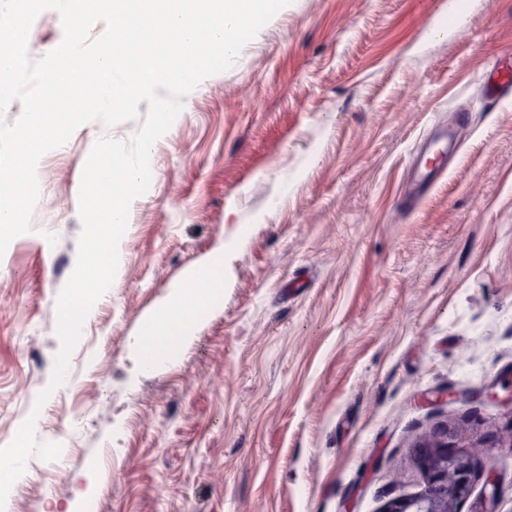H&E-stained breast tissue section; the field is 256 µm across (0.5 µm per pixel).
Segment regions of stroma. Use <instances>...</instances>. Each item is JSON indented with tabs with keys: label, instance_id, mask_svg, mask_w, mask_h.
I'll return each mask as SVG.
<instances>
[{
	"label": "stroma",
	"instance_id": "obj_1",
	"mask_svg": "<svg viewBox=\"0 0 512 512\" xmlns=\"http://www.w3.org/2000/svg\"><path fill=\"white\" fill-rule=\"evenodd\" d=\"M59 14L29 33L37 60ZM512 0H292L234 64L186 95L150 152L109 291L46 403L57 299L77 260L92 121L45 153L31 230L0 256V439L35 417L60 459L30 457L11 512H383L424 491L415 456L447 431L481 447L512 512ZM469 122H458L459 111ZM461 153L402 208L433 127ZM221 297L137 372L130 344L196 264ZM495 384L496 398L478 393ZM490 69L493 76L487 86L486 97L493 104L512 96V63H501L495 59Z\"/></svg>",
	"mask_w": 512,
	"mask_h": 512
}]
</instances>
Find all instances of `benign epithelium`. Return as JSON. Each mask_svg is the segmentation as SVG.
<instances>
[{
  "instance_id": "7a95c632",
  "label": "benign epithelium",
  "mask_w": 512,
  "mask_h": 512,
  "mask_svg": "<svg viewBox=\"0 0 512 512\" xmlns=\"http://www.w3.org/2000/svg\"><path fill=\"white\" fill-rule=\"evenodd\" d=\"M418 460L428 478L425 490L415 497L388 502L385 512H453L456 502L466 498L482 478L488 487L486 512H496L498 485L484 476L483 468L470 457L449 452L448 435L421 445Z\"/></svg>"
}]
</instances>
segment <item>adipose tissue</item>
Masks as SVG:
<instances>
[{
    "mask_svg": "<svg viewBox=\"0 0 512 512\" xmlns=\"http://www.w3.org/2000/svg\"><path fill=\"white\" fill-rule=\"evenodd\" d=\"M223 281V269L208 263L188 273L171 301L134 338L131 350L137 369H152L184 341L200 310L220 297Z\"/></svg>",
    "mask_w": 512,
    "mask_h": 512,
    "instance_id": "adipose-tissue-1",
    "label": "adipose tissue"
}]
</instances>
